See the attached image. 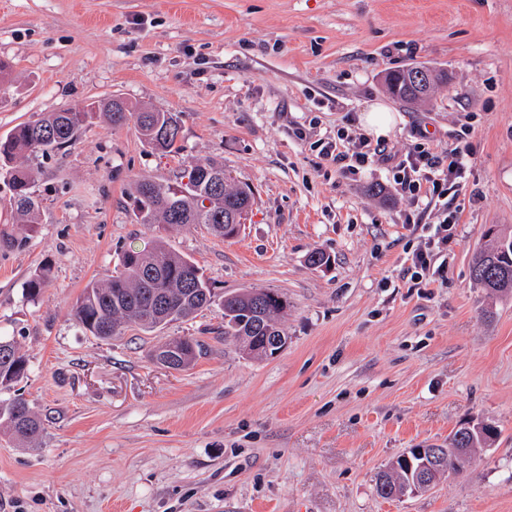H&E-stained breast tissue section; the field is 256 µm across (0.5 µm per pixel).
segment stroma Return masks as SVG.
Here are the masks:
<instances>
[{"label":"stroma","mask_w":512,"mask_h":512,"mask_svg":"<svg viewBox=\"0 0 512 512\" xmlns=\"http://www.w3.org/2000/svg\"><path fill=\"white\" fill-rule=\"evenodd\" d=\"M0 138L40 113L112 97L172 112L181 151L90 114L77 140L30 158L39 221L22 224L0 178V336L28 360L13 388L45 423L0 429V512H512V295L471 278L492 224L512 228V0H0ZM445 71L429 103L392 97L388 72ZM382 103L380 143L403 159L469 143L465 210L442 280L406 284L423 244L390 165L353 178L312 145ZM219 160L254 190L239 234L138 223L140 178L176 182ZM168 240L215 292L288 299V346L247 357L222 311L107 340L71 315L84 285L128 249ZM327 266L310 267L312 251ZM49 266L33 301L26 280ZM198 340L173 371L152 350ZM498 435L462 473L385 500L375 478L461 423Z\"/></svg>","instance_id":"stroma-1"}]
</instances>
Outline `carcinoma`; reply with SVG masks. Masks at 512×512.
Wrapping results in <instances>:
<instances>
[{
    "label": "carcinoma",
    "mask_w": 512,
    "mask_h": 512,
    "mask_svg": "<svg viewBox=\"0 0 512 512\" xmlns=\"http://www.w3.org/2000/svg\"><path fill=\"white\" fill-rule=\"evenodd\" d=\"M403 71L389 74L387 81L392 94L410 103L416 98L408 95L401 83ZM112 124L121 126L132 120L145 144H150L152 128L172 126L180 128L172 112L112 111L111 100L99 102ZM85 113L78 109L43 112L33 120L15 127L0 139V174L12 190L10 204L16 212L32 224L39 211V202L30 192L31 175L25 159L34 152L50 154L68 146L83 129ZM224 172V166L215 161L197 163L188 170L192 189L183 192L166 181L143 178L131 194L133 212L141 224H164L179 230L189 224H203L217 236H224L229 215L251 206L253 191L249 184L223 183L222 190L214 188L213 175ZM210 205H205V201ZM485 236L491 245L476 251L471 261V275L475 282L492 292L512 293V236L496 226L489 227ZM50 279L46 266L34 272L26 283V294L37 298ZM216 301V294L200 268L189 258L167 247L164 241L151 250L129 249L120 259V269L106 279H92L82 289L72 307V315L81 328L106 340L121 333L127 323H136L154 331L166 325L183 321L207 309ZM287 307V300L279 293L262 288H244L227 294L221 301L224 315V336L243 345L247 355L260 358L266 333L284 332L279 317ZM152 359L174 370H184L195 359V343L186 337H175L157 347ZM28 371V360L12 340L0 338V388L8 390ZM0 421L11 434L34 439L44 432L42 419L19 397L0 405ZM496 435V428L485 424L481 428L461 424L449 440L467 449L463 457L453 452L444 453L443 460H430V449L414 459L409 470L400 461L390 463L379 475L375 490L379 497L392 499L411 481L423 477L433 481L448 471L457 474L470 463L476 449L483 447Z\"/></svg>",
    "instance_id": "cac0c4a2"
}]
</instances>
